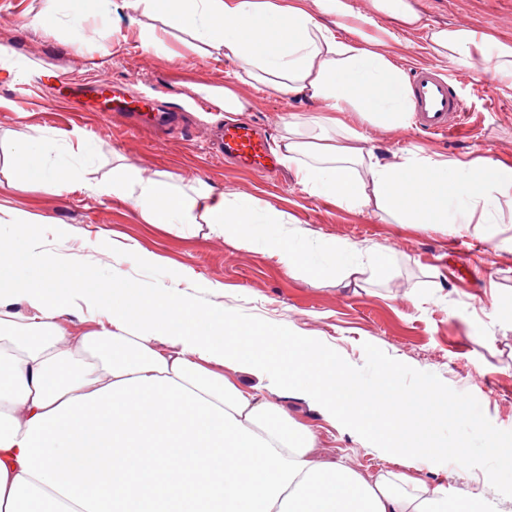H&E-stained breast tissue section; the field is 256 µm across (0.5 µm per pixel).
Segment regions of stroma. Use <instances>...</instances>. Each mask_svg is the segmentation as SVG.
I'll use <instances>...</instances> for the list:
<instances>
[{"mask_svg": "<svg viewBox=\"0 0 512 512\" xmlns=\"http://www.w3.org/2000/svg\"><path fill=\"white\" fill-rule=\"evenodd\" d=\"M423 26L401 33L394 44L402 68L438 66L429 47L434 28L467 26L512 42V0H411ZM45 0H0V12H11L14 25L0 26V68H12L10 44H24L25 58L46 64L68 82L88 81L98 70L115 80L137 75L133 94L162 84L164 101L193 109L198 86L223 85L232 64L209 56L204 45L182 30L167 29L156 14L117 9L96 21L74 41L64 31L35 29L30 18ZM133 27L166 29L163 44L146 48L130 37ZM460 90L470 105L465 137L432 136L409 130L399 137L372 133L369 142L380 156L393 151L435 152L449 158H491L512 168V96L495 83L477 84L475 74L458 71ZM246 115L266 125L279 140L281 121L315 110L314 102L284 99L251 91ZM73 106L48 109L40 101L18 105L0 89V205L25 212L40 238V247L58 261L51 272L59 287L79 282L87 288L119 277L143 292L160 288L169 273L187 269L219 284V292L187 284L186 291L203 306L224 308L239 319L262 327L288 322L300 336L320 338L327 350L360 373L385 382L384 367L397 365L398 382L417 388L430 379L452 404L478 406L485 425L512 443V223L473 224L465 230L401 224L388 216L348 210L308 196L287 171L246 172L211 158L203 128L157 141L130 138L123 127L86 118L87 135L96 146L87 158L84 182L69 192L50 182L21 180L16 145L29 136L44 137L51 148L79 144L72 133ZM129 161L151 172L178 175L183 185L202 181L215 190L243 191L287 211L298 225L388 253L391 268L383 278L360 275L343 286L313 273L288 274L275 259L208 237L206 229L179 233L164 224L145 223L138 211L119 198L92 194L93 186L110 181L112 170ZM138 244L153 252L157 264L141 268ZM478 255L487 268L478 279L458 270L451 250ZM290 417L316 430L322 459H351L367 477L379 471L402 473L429 485L439 480L434 469L366 444L355 431L328 422L299 394L282 398ZM490 462L480 451L467 461L448 459L447 484L461 493H479L498 512H512V495L484 481Z\"/></svg>", "mask_w": 512, "mask_h": 512, "instance_id": "obj_1", "label": "stroma"}]
</instances>
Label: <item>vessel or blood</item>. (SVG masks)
<instances>
[{
  "label": "vessel or blood",
  "mask_w": 512,
  "mask_h": 512,
  "mask_svg": "<svg viewBox=\"0 0 512 512\" xmlns=\"http://www.w3.org/2000/svg\"><path fill=\"white\" fill-rule=\"evenodd\" d=\"M45 81V75L29 71L12 73L4 79L21 105L37 97ZM408 81L415 122L421 132L432 135L465 132V100L449 74L430 66H416L409 71ZM81 91L84 98L76 103L80 111L111 112L129 132H175L182 128L180 113L159 111L156 99L150 95L126 99L111 77H95L84 83ZM207 148L210 154L231 160L245 171H264L276 165L265 131L248 118L218 127Z\"/></svg>",
  "instance_id": "obj_1"
}]
</instances>
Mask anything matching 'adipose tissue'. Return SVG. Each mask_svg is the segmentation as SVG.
<instances>
[{"mask_svg":"<svg viewBox=\"0 0 512 512\" xmlns=\"http://www.w3.org/2000/svg\"><path fill=\"white\" fill-rule=\"evenodd\" d=\"M156 11L209 54L230 60L224 109L244 112L242 86L319 104L282 126L281 159L303 192L338 206L380 212L403 224L502 223L512 205V169L473 165L425 151L379 156L365 129L386 135L412 127L405 71L389 50L394 31L367 32L373 15L419 28L409 0H122ZM113 0H48L33 27L64 22L78 39L90 15ZM335 16L336 27L322 23ZM434 53L452 68L488 73L512 90V44L466 26L430 31ZM34 180L59 191L83 178V152L18 145ZM172 174L135 164L113 170L100 195L130 202L148 224L211 237L274 258L286 272L343 282L380 272L384 254L298 228L293 217L244 192L205 183L179 191ZM51 259L27 266L0 241V303L22 298L20 324L0 320V512H485V500L444 484L404 489L390 471L367 478L346 461L319 460L318 435L290 418L278 393L300 391L324 418L362 439L380 422L401 458L442 463L470 444L495 459L492 484L512 487V446L485 427L473 406L441 415L446 397L430 381L411 393L375 389L312 336L288 324L263 329L221 307H203L181 289L180 270L146 295L126 281L60 293L45 275ZM84 305L97 329L74 334L60 323ZM249 372L259 383L234 378Z\"/></svg>","mask_w":512,"mask_h":512,"instance_id":"ef3b65f1","label":"adipose tissue"}]
</instances>
